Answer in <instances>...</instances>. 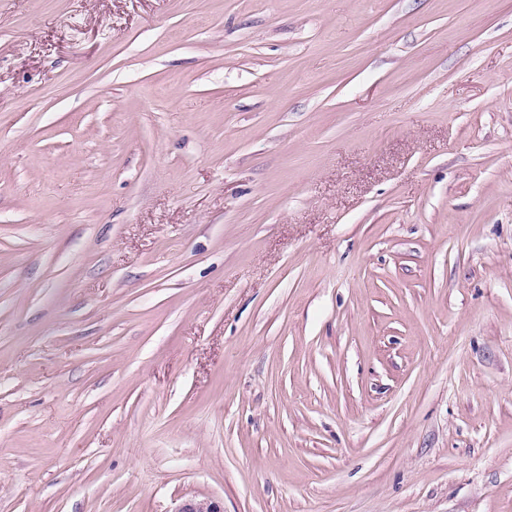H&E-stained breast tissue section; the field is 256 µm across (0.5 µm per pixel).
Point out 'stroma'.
<instances>
[{"mask_svg":"<svg viewBox=\"0 0 512 512\" xmlns=\"http://www.w3.org/2000/svg\"><path fill=\"white\" fill-rule=\"evenodd\" d=\"M512 512V0H0V512Z\"/></svg>","mask_w":512,"mask_h":512,"instance_id":"obj_1","label":"stroma"}]
</instances>
